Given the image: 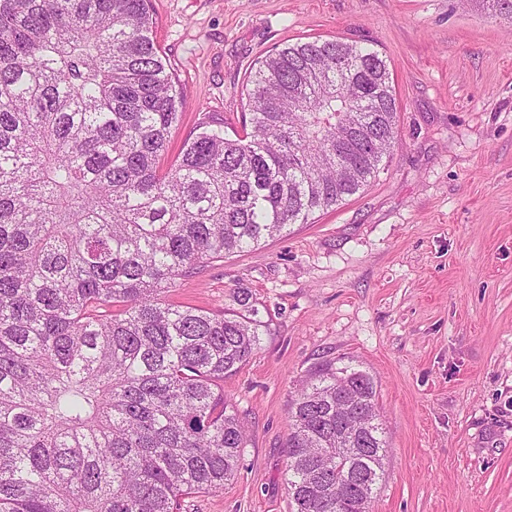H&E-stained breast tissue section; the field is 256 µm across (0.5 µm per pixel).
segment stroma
I'll return each instance as SVG.
<instances>
[{
	"mask_svg": "<svg viewBox=\"0 0 512 512\" xmlns=\"http://www.w3.org/2000/svg\"><path fill=\"white\" fill-rule=\"evenodd\" d=\"M202 122L242 127L251 68L287 43L377 50L399 125L385 169L310 223L179 280L169 302L263 322L224 377L248 427L237 474L182 512H293L289 401L334 363L374 381L389 454L371 512H512V16L488 0H150Z\"/></svg>",
	"mask_w": 512,
	"mask_h": 512,
	"instance_id": "obj_1",
	"label": "stroma"
}]
</instances>
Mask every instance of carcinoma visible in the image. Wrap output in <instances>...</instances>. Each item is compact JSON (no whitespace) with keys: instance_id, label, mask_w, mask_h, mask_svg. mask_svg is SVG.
<instances>
[{"instance_id":"obj_1","label":"carcinoma","mask_w":512,"mask_h":512,"mask_svg":"<svg viewBox=\"0 0 512 512\" xmlns=\"http://www.w3.org/2000/svg\"><path fill=\"white\" fill-rule=\"evenodd\" d=\"M149 0H0V512H180L235 477L224 374L248 314L176 281L365 189L397 137L387 60L277 47L249 131L203 126L163 167L183 95ZM295 512H370L388 445L373 380L318 368L289 407Z\"/></svg>"}]
</instances>
